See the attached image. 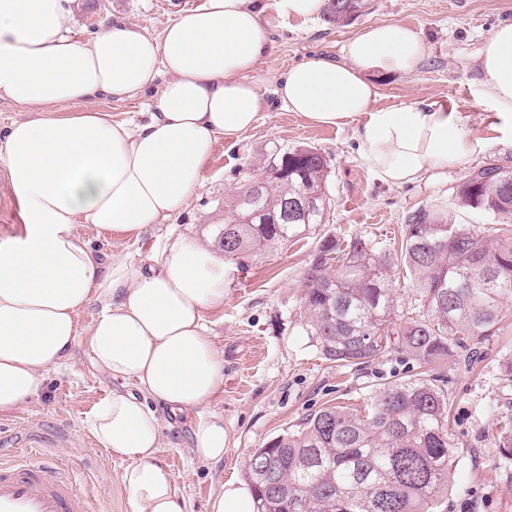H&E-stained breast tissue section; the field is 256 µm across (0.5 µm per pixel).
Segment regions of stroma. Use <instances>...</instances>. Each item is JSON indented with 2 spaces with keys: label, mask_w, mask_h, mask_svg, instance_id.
<instances>
[{
  "label": "stroma",
  "mask_w": 512,
  "mask_h": 512,
  "mask_svg": "<svg viewBox=\"0 0 512 512\" xmlns=\"http://www.w3.org/2000/svg\"><path fill=\"white\" fill-rule=\"evenodd\" d=\"M261 2L272 44L252 75L267 104L255 127L235 141L217 139L202 187L170 220L138 234L103 236L89 225L77 227L105 265L124 257L140 259L171 233L208 246L212 225L224 220V191L241 169L262 178L265 158L302 143L317 148L328 163L326 222L307 227L273 252L232 265L223 308L205 314L214 342L224 351V392L212 404L228 434L223 460L198 461L191 451L189 419L162 417L159 459L176 476L186 512H210L222 483L243 481L256 448L297 428L310 414L329 405H363L385 384L416 372L413 360L394 349L361 368L328 361L306 335L299 317L302 271L319 242L361 235L393 244L406 215L419 208L488 232L489 222L453 208L454 190L473 168L492 161L512 166V123L498 118L477 60L487 35L500 23L512 22V0H370L366 11L344 26L325 14L313 21L284 18L274 0ZM179 12L175 4L162 10L160 0H71L65 26L87 42L111 20L157 37ZM382 22L421 31L427 51L412 72L377 78L376 107L445 106L457 113L466 133L461 160L398 186L382 183L361 160L355 124L310 123L287 111L275 94L288 68L315 56L342 59L354 34ZM476 351L475 365L457 351L433 370L448 401V429L456 448L440 509L512 512V457H503L498 448L501 422L512 417V328L478 344ZM133 387L99 371L84 347L76 346L64 366L48 374L41 399L0 413V459L25 452L33 461L73 475L94 512H129L120 482L125 463L96 445L87 419L101 398Z\"/></svg>",
  "instance_id": "1"
}]
</instances>
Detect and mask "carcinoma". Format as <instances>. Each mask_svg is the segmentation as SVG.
I'll use <instances>...</instances> for the list:
<instances>
[{"label": "carcinoma", "mask_w": 512, "mask_h": 512, "mask_svg": "<svg viewBox=\"0 0 512 512\" xmlns=\"http://www.w3.org/2000/svg\"><path fill=\"white\" fill-rule=\"evenodd\" d=\"M365 2L330 0L331 17L346 24ZM326 178L323 155L300 144L273 154L264 177L240 179L224 195L228 219L211 230L224 259L260 255L324 223ZM454 201L499 225L495 234L421 208L407 216L397 249L362 236L319 243L302 272L300 308L325 359L360 366L395 343L422 366L499 335L512 298V167H480ZM287 205L295 218L285 224ZM398 270L426 313L399 307ZM454 457L445 393L415 377L361 409L327 406L284 431L253 452L246 480L255 512H436Z\"/></svg>", "instance_id": "cac0c4a2"}]
</instances>
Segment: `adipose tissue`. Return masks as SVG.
<instances>
[{"mask_svg":"<svg viewBox=\"0 0 512 512\" xmlns=\"http://www.w3.org/2000/svg\"><path fill=\"white\" fill-rule=\"evenodd\" d=\"M68 0H0V100L31 108L0 138L7 188L22 237L0 242V412L36 401L50 371L76 345L134 390L112 392L90 416L99 447L127 460L120 480L129 512H185L160 462L161 412L192 420L194 455L224 457V419L211 402L224 387V354L205 314L224 305L228 264L177 237L146 260L102 265L80 224L98 233L142 232L184 209L203 184L217 138L237 139L265 108L252 80L269 38L259 0H201L160 37L116 22L92 42L66 33ZM421 33L399 22L368 26L344 58L289 68L277 93L288 111L323 126L356 123L361 157L389 185L457 160L465 133L431 104L375 108V75L413 71ZM485 92L512 113V23L479 55ZM157 89L143 123L80 111ZM99 313L87 330L79 316Z\"/></svg>","mask_w":512,"mask_h":512,"instance_id":"1","label":"adipose tissue"}]
</instances>
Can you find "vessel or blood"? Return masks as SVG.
<instances>
[{
  "label": "vessel or blood",
  "instance_id": "1",
  "mask_svg": "<svg viewBox=\"0 0 512 512\" xmlns=\"http://www.w3.org/2000/svg\"><path fill=\"white\" fill-rule=\"evenodd\" d=\"M0 512H90L72 480L45 464H0Z\"/></svg>",
  "mask_w": 512,
  "mask_h": 512
}]
</instances>
